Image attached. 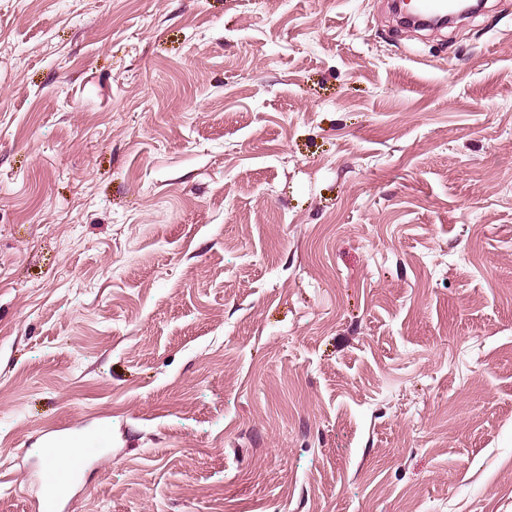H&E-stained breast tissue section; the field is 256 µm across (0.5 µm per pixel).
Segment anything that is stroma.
I'll return each mask as SVG.
<instances>
[{
	"mask_svg": "<svg viewBox=\"0 0 512 512\" xmlns=\"http://www.w3.org/2000/svg\"><path fill=\"white\" fill-rule=\"evenodd\" d=\"M512 512V6L0 0V512ZM111 438V428L108 423L103 422L98 427V439L88 442L89 446L74 445L69 450L68 463L65 454H61L53 461H50L57 454L58 448L48 443L41 448L40 459L42 465L35 477V494L32 497V511L35 512H61L72 510L77 492V474L88 465L94 463L99 456H109L112 448H107Z\"/></svg>",
	"mask_w": 512,
	"mask_h": 512,
	"instance_id": "obj_1",
	"label": "stroma"
}]
</instances>
